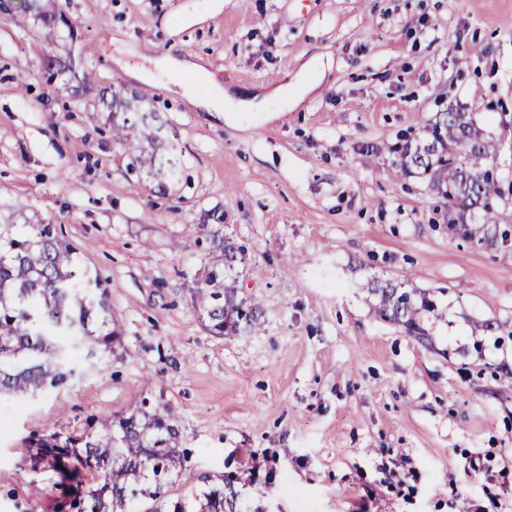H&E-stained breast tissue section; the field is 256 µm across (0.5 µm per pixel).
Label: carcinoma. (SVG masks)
<instances>
[{"label":"carcinoma","instance_id":"obj_1","mask_svg":"<svg viewBox=\"0 0 512 512\" xmlns=\"http://www.w3.org/2000/svg\"><path fill=\"white\" fill-rule=\"evenodd\" d=\"M9 20L51 28L57 14L51 0H40L37 10L30 0H20ZM105 106L112 137L138 169L160 181L179 175V157L157 151L154 117L137 95L114 94ZM392 152L396 177L417 170L428 178L431 192L458 203L449 230L467 240L483 239L495 195L489 165L495 145L471 113L450 106ZM216 248L220 254L210 257L193 289V306L214 333L231 336L254 326L261 309L237 300L225 283L226 271L244 260V247L227 242ZM368 289L379 298L375 312L381 319L425 335L419 316L434 310L428 295L390 282L371 281ZM121 341L107 289L81 266L77 245L53 224H28L21 231L16 224H0V392L35 397L70 388ZM22 445L32 466L50 456L61 476L75 483L70 512H260L242 503L222 474L215 476L220 485L194 508L170 504L168 487L185 462L179 431L167 408L149 407L144 400L93 419L80 434H31Z\"/></svg>","mask_w":512,"mask_h":512}]
</instances>
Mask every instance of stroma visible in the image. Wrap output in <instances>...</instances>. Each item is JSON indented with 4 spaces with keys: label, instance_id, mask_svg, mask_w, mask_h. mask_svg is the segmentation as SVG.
<instances>
[{
    "label": "stroma",
    "instance_id": "35a3bbf8",
    "mask_svg": "<svg viewBox=\"0 0 512 512\" xmlns=\"http://www.w3.org/2000/svg\"><path fill=\"white\" fill-rule=\"evenodd\" d=\"M53 4L91 80L48 79L50 41L0 18V216L61 226L123 340L71 389L0 395V512L70 495L24 437L141 398L180 430L174 499L221 473L263 512H512V0ZM104 88L158 112L167 192L113 140ZM450 106L497 147L478 244L425 178L393 175L390 146ZM204 224L245 247L227 278L256 328L220 336L195 310ZM374 277L429 294L425 339L377 316Z\"/></svg>",
    "mask_w": 512,
    "mask_h": 512
}]
</instances>
